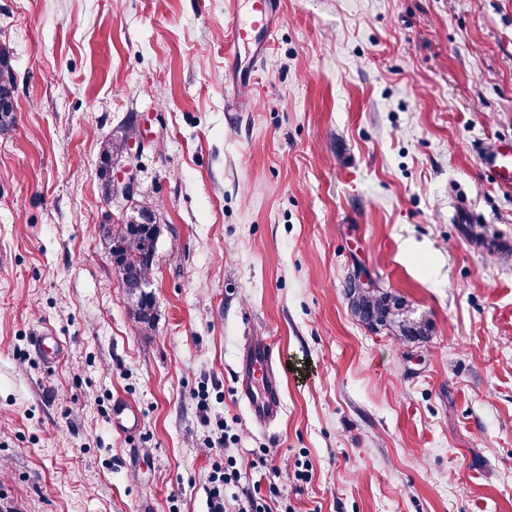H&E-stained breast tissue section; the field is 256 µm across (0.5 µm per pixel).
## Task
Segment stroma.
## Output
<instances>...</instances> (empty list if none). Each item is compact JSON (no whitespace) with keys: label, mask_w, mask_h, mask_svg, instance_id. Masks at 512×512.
Here are the masks:
<instances>
[{"label":"stroma","mask_w":512,"mask_h":512,"mask_svg":"<svg viewBox=\"0 0 512 512\" xmlns=\"http://www.w3.org/2000/svg\"><path fill=\"white\" fill-rule=\"evenodd\" d=\"M232 24L228 0H0V512H211L266 448L273 512H512V188L479 165L512 140V0H281L260 63L228 61ZM129 124L163 227L148 332L99 234ZM357 274L428 338L357 321ZM15 79L6 57L0 55V132L13 123L15 111ZM100 149L101 162L103 164L101 173V176L104 178L103 190L105 195L108 196L111 180L109 176V169L112 166V162H114L119 156L121 157L125 152L124 136H115L103 142ZM272 357L270 345L258 344L249 348L241 359V393L252 417L260 425L277 418L282 410L280 385L271 367Z\"/></svg>","instance_id":"stroma-1"}]
</instances>
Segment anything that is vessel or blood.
Instances as JSON below:
<instances>
[{"instance_id":"obj_1","label":"vessel or blood","mask_w":512,"mask_h":512,"mask_svg":"<svg viewBox=\"0 0 512 512\" xmlns=\"http://www.w3.org/2000/svg\"><path fill=\"white\" fill-rule=\"evenodd\" d=\"M249 18L235 16L228 34L231 50L245 46L257 52L267 49L265 38L271 35L277 13L276 0H250ZM484 172L494 181L512 186V142L490 144L480 157ZM273 352L270 345L258 344L249 348L241 359V393L258 424L277 418L282 410L280 385L272 371Z\"/></svg>"}]
</instances>
